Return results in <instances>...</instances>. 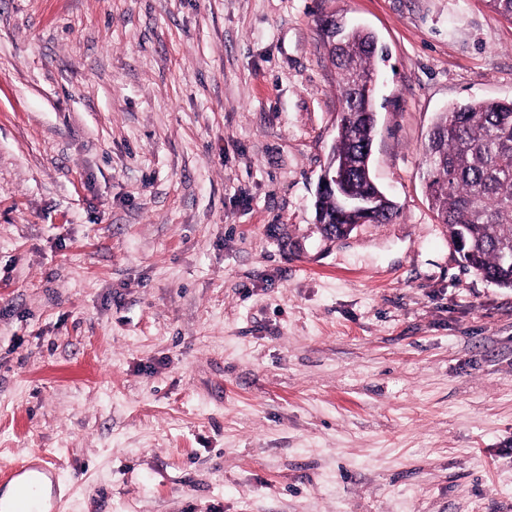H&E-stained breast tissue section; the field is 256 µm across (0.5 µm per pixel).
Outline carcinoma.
I'll return each instance as SVG.
<instances>
[{
  "mask_svg": "<svg viewBox=\"0 0 512 512\" xmlns=\"http://www.w3.org/2000/svg\"><path fill=\"white\" fill-rule=\"evenodd\" d=\"M378 53L375 36L361 27H350L343 45L329 48L342 94V113L332 150L344 161L350 184L357 193L376 196L377 222H388L398 208L374 183L367 149L375 127L353 121L349 112H372L374 96L355 87V77L374 76ZM425 151L435 152L442 163L429 167L427 195L450 237L459 234L466 246L461 260L486 280L512 288V101L484 100L456 106L441 113L433 124ZM328 224H357L360 215H336V198L318 202Z\"/></svg>",
  "mask_w": 512,
  "mask_h": 512,
  "instance_id": "1",
  "label": "carcinoma"
}]
</instances>
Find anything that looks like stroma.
I'll return each mask as SVG.
<instances>
[{
    "label": "stroma",
    "instance_id": "35a3bbf8",
    "mask_svg": "<svg viewBox=\"0 0 512 512\" xmlns=\"http://www.w3.org/2000/svg\"><path fill=\"white\" fill-rule=\"evenodd\" d=\"M330 14L386 50L398 207L336 241ZM477 99L485 0H0V463L44 452L59 512H512V288L425 182Z\"/></svg>",
    "mask_w": 512,
    "mask_h": 512
}]
</instances>
